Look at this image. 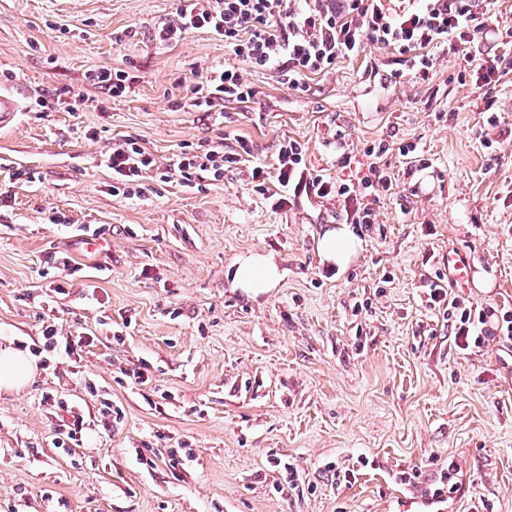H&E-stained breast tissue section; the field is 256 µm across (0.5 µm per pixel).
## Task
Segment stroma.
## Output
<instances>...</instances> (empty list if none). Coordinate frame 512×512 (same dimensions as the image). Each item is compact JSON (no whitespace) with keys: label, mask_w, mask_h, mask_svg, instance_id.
<instances>
[{"label":"stroma","mask_w":512,"mask_h":512,"mask_svg":"<svg viewBox=\"0 0 512 512\" xmlns=\"http://www.w3.org/2000/svg\"><path fill=\"white\" fill-rule=\"evenodd\" d=\"M176 7L0 0V90L26 106L0 128V346L38 344L49 322L93 339L80 361L52 357L32 384L0 392V512H397L400 474L423 488L446 467L464 483L447 512H512V345L461 352L430 301L454 253L472 268L456 297L512 310V80L459 82L463 56L442 53L425 82L369 45L306 92L243 67L256 102L207 114L182 106L184 85L231 55L201 32L156 44ZM112 67L129 75L125 97L88 80ZM55 89L60 104L40 107ZM228 134L268 165L296 140L331 178L367 175L363 151L380 138L417 143L427 164L387 156L394 189L371 229L353 225L361 250L343 270L315 249L346 221L334 199L275 210L245 170L113 194L102 156L124 137L161 160ZM18 170L35 182L12 180ZM56 211L66 223L50 222ZM57 252L71 266L51 262ZM250 252L283 272L257 297L234 284ZM60 397L85 422L67 453L52 445ZM104 398L119 419L104 420ZM181 443L194 452L183 468L147 465Z\"/></svg>","instance_id":"stroma-1"}]
</instances>
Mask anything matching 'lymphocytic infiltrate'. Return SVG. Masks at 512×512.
Listing matches in <instances>:
<instances>
[{"label":"lymphocytic infiltrate","mask_w":512,"mask_h":512,"mask_svg":"<svg viewBox=\"0 0 512 512\" xmlns=\"http://www.w3.org/2000/svg\"><path fill=\"white\" fill-rule=\"evenodd\" d=\"M496 0H179L170 20L158 26L154 39L169 46L193 32L222 40L236 62L197 74L191 87V107L205 112L223 111L225 105L253 103L256 89L244 80L240 67L276 71L281 81L305 90L311 77L335 70L374 45L403 56L412 71L429 80L437 52L465 53L476 84L497 85L512 73V58L471 54L476 43L494 36ZM406 159L417 146L382 140L366 146L369 174L358 181L327 179L311 174L297 141L279 145L274 166L250 162L246 142L230 147L210 146L180 150L158 162L139 139L128 137L106 155L112 172V191L129 198L141 195L142 182L152 174L162 179L178 177L183 186L204 180H223L225 173L250 164L253 192L269 200L272 208L293 206L302 197L341 201L348 221L374 224L379 194L393 188L380 161L390 149ZM432 303L441 305L461 350L480 346L496 336L512 343V310L449 297L447 288L433 285Z\"/></svg>","instance_id":"lymphocytic-infiltrate-1"}]
</instances>
